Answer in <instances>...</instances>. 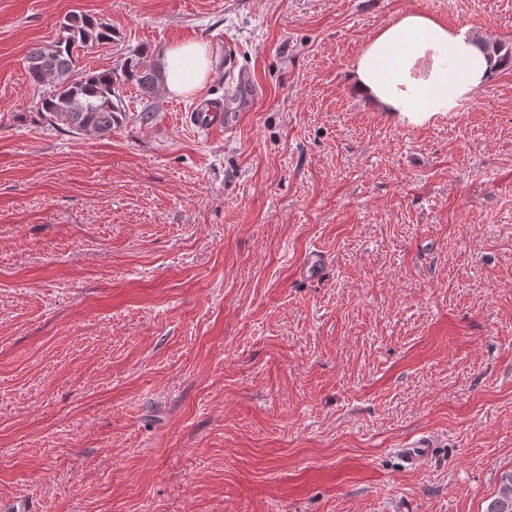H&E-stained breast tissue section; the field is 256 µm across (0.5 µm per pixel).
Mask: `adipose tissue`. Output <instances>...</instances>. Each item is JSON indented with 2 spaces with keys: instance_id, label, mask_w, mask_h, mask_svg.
I'll list each match as a JSON object with an SVG mask.
<instances>
[{
  "instance_id": "adipose-tissue-1",
  "label": "adipose tissue",
  "mask_w": 512,
  "mask_h": 512,
  "mask_svg": "<svg viewBox=\"0 0 512 512\" xmlns=\"http://www.w3.org/2000/svg\"><path fill=\"white\" fill-rule=\"evenodd\" d=\"M158 65L167 90L178 95L193 93L212 70L207 45L196 41L169 47ZM493 72V59L465 30L411 11L368 41L352 65L350 79L378 111L420 127L454 111Z\"/></svg>"
}]
</instances>
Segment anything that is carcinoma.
Here are the masks:
<instances>
[{
  "label": "carcinoma",
  "mask_w": 512,
  "mask_h": 512,
  "mask_svg": "<svg viewBox=\"0 0 512 512\" xmlns=\"http://www.w3.org/2000/svg\"><path fill=\"white\" fill-rule=\"evenodd\" d=\"M112 42V28L92 13L72 14L61 23V36L34 44L26 56L30 82H51L36 112L49 125H65L79 134L104 136L125 112L117 84H132L144 99L155 96L159 75L141 55L126 58L120 71L80 67L81 51ZM485 512H512V470L501 474L497 493Z\"/></svg>",
  "instance_id": "obj_1"
}]
</instances>
